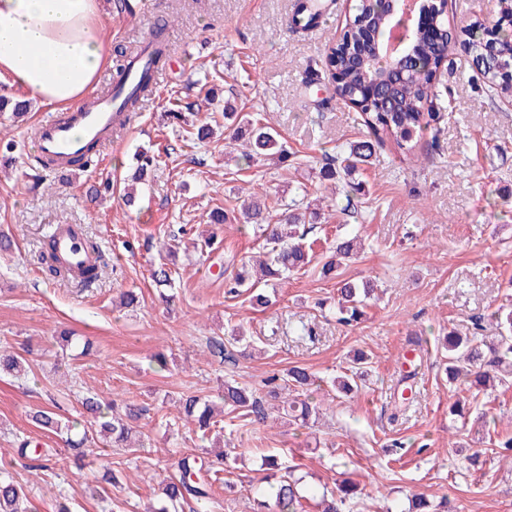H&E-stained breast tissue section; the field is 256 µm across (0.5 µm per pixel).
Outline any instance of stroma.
<instances>
[{
  "label": "stroma",
  "instance_id": "obj_1",
  "mask_svg": "<svg viewBox=\"0 0 512 512\" xmlns=\"http://www.w3.org/2000/svg\"><path fill=\"white\" fill-rule=\"evenodd\" d=\"M129 2L127 13L102 0L107 47L146 40V18L155 14L170 22V59L134 121L91 166L60 172L36 164L35 128L50 114L40 101L20 118L0 112V140L14 145L0 159V232L14 242L0 252V345L27 350L30 366L24 376L0 375V468L26 485L32 512H54L60 499L71 512H143L172 462L205 446L177 420L176 399L214 395L231 378L261 394L265 379L294 365L321 380L319 417L301 426L271 407L265 423L247 425L225 415L228 459L213 512H252L250 489L269 454L314 486L356 482L353 512H407L414 494L447 500L448 512H512V456L496 444L512 435V388L479 395L460 419L449 409L464 385L445 373L448 331L470 335L478 320L484 340L495 342L504 328L494 311L512 309V106L476 81L474 53L449 48L441 79L456 107L446 115L441 152L422 140L409 153L377 152L360 172L365 195L351 215L345 192L320 181L319 168L323 154L348 149L366 131L354 108L322 107L328 91L303 77L325 58L353 0H323L324 24L299 33L287 26L297 0ZM173 95L196 107L201 123L228 99L261 113L295 152L292 166L245 167L220 131L188 142L166 116ZM143 149L165 159L136 186L132 156ZM130 188L138 191L132 207L123 199ZM258 188L283 206L303 198L329 207L307 236L315 252L339 235L363 239V253L339 268L338 279L374 283L383 295L358 323L338 319L337 279L312 271L270 282L264 309L245 294L226 297L219 266L262 247L238 224L219 227V249L209 256L178 252L175 286L161 297L151 271L169 231L186 225L202 233L211 210L239 208ZM58 224L82 225L97 242L107 266L96 288L43 273L40 243ZM128 290L140 301L124 308ZM238 327L241 343L231 336ZM63 330L72 336L66 346L56 340ZM213 339L235 362L209 356ZM248 345L256 350L250 359L242 354ZM408 352L420 375L403 405L394 397ZM157 354L167 369L153 363ZM356 354L370 360L357 396L331 399L332 380ZM93 392L146 407L143 446L107 454L99 441L77 468L64 436L41 430L29 414L48 408L79 420V400ZM23 440L52 449L46 471L32 475L18 462Z\"/></svg>",
  "mask_w": 512,
  "mask_h": 512
}]
</instances>
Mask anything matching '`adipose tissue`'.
<instances>
[{"instance_id": "1", "label": "adipose tissue", "mask_w": 512, "mask_h": 512, "mask_svg": "<svg viewBox=\"0 0 512 512\" xmlns=\"http://www.w3.org/2000/svg\"><path fill=\"white\" fill-rule=\"evenodd\" d=\"M100 23V0H0V72L42 104L70 107L107 62Z\"/></svg>"}]
</instances>
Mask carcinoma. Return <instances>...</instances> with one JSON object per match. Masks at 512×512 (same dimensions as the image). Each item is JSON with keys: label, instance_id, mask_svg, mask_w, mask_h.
<instances>
[{"label": "carcinoma", "instance_id": "1", "mask_svg": "<svg viewBox=\"0 0 512 512\" xmlns=\"http://www.w3.org/2000/svg\"><path fill=\"white\" fill-rule=\"evenodd\" d=\"M500 23L498 30L489 31L479 21L463 26L458 31L448 28L442 15L431 13L420 28L414 48L404 60L391 80L382 85L369 84L367 69L363 65L373 51L371 33L376 27L385 24L388 4L385 0H357L352 16L338 38L331 39V46L320 67L309 68L306 82L318 81L333 89L334 98L349 104L359 111L360 121L367 134V140L351 146L349 151H339L327 155L319 174L326 180L336 178L344 181L350 190H358L353 182L354 174L379 150L394 145L404 153L415 147V138L424 132H431L428 147L432 151L441 150L439 139L441 113L435 105L450 96L446 88H440L436 74L448 60V47L455 41L474 53L477 57H491L498 61L512 62V0H498ZM324 5L320 0H305L294 11L289 24L294 32L314 28L322 15ZM116 70L115 87L121 88L129 74L140 61L141 52L126 45H117L114 50ZM166 59L165 49L158 46L149 56V62L141 70L136 86L129 91L117 112L123 114L115 129H121L136 116L141 100L153 94V81L150 70L159 68ZM486 89L497 95L512 97V72H502L483 66L479 69ZM224 139L242 148V158L251 164L258 161L274 160L288 165L290 152L278 131L255 115L237 111L229 102H224ZM135 179L145 176L161 164V155L152 151L135 154ZM244 223L250 225L255 237L263 240L264 257L253 263L242 262L241 267L224 279L225 294L238 296L249 294L250 302L258 308L269 306L270 298L258 285L271 279H284L290 272L307 271L313 266L312 249L305 240L315 228L318 213L304 214L296 208H289L285 215L272 221L270 207L266 199L256 192L249 194L243 206ZM187 230L180 228L170 235V243L165 246V261L152 271L151 277L158 287L174 285L176 270L168 260L177 253L181 238ZM358 237H338L329 248V256L320 268L327 277L345 261L358 254ZM42 263L45 271L57 278L64 274L52 251L51 235H46L41 246ZM370 285L363 286L350 280L337 282V311L339 321L351 324L360 319L367 300L370 299ZM504 328L507 334L493 344L486 343L478 336L447 337L448 380L460 378L478 389L506 386L512 383V313L506 316ZM364 357L354 359L353 365L343 375L337 377L336 390L349 395L358 387V379L363 376L359 365ZM26 359L4 346L0 348V371L19 373L26 371ZM315 383L313 375L304 367L294 365L281 375L271 376L267 383V395L271 400H283L286 412L295 421L306 422L318 413V406L309 398H300L298 393ZM222 407L214 402L194 395H186L179 402V418L194 426L206 439L219 426L217 416L229 410L253 423L265 418L262 398L256 393L234 382H224V392L218 395ZM87 413V430L80 438H66L74 449L83 448L89 435L109 441L110 446L131 450L135 444L136 423L145 409L135 405L125 407L124 413L104 405L96 395H88L80 401ZM31 420L41 429L50 433H70L75 425L62 420L49 410L39 409L31 414ZM17 455L23 460V467L33 473L47 468L46 454L40 448H31L24 441L17 448ZM224 454L211 460L190 453L173 462L175 472L158 484L155 497L148 503L145 512H176L187 505L191 512H206L215 483L221 480L224 472ZM264 469L274 477L281 470L278 457L269 455L263 459ZM279 476V475H277ZM357 493L356 486L344 481L333 489L323 488L319 501L321 512H351V496ZM304 499L303 478L294 477L287 471L279 476L276 486L269 494L261 488H254V512H302ZM0 512H29L28 499L24 486L12 477L0 476Z\"/></svg>", "mask_w": 512, "mask_h": 512}]
</instances>
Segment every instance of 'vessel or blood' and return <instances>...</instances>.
I'll use <instances>...</instances> for the list:
<instances>
[{
  "instance_id": "b4317fda",
  "label": "vessel or blood",
  "mask_w": 512,
  "mask_h": 512,
  "mask_svg": "<svg viewBox=\"0 0 512 512\" xmlns=\"http://www.w3.org/2000/svg\"><path fill=\"white\" fill-rule=\"evenodd\" d=\"M116 105V99L106 95L74 111L52 115L35 130L40 157L66 169L73 158L85 153L87 144L106 149L111 143ZM54 246L61 266L72 277H79L81 270L95 261L94 255L87 253L77 225H58Z\"/></svg>"
}]
</instances>
